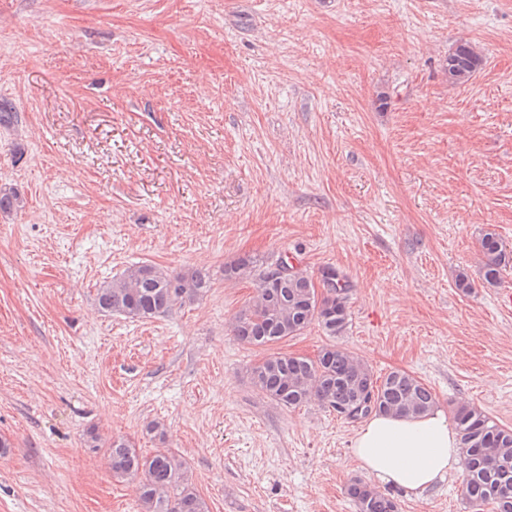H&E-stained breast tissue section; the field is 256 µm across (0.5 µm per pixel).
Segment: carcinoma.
<instances>
[{"label":"carcinoma","instance_id":"1","mask_svg":"<svg viewBox=\"0 0 512 512\" xmlns=\"http://www.w3.org/2000/svg\"><path fill=\"white\" fill-rule=\"evenodd\" d=\"M481 62L472 44H458L446 60L448 83H467ZM480 248L482 279L496 286L512 265V251L492 232L483 235ZM243 276L254 282L256 296L235 317L233 334L240 341L267 346L297 336L313 323L331 338L345 332L347 285L336 270H322L316 282L282 258L269 262L247 255L224 266V279ZM319 287L325 293L318 294ZM208 288L209 280L198 271L170 275L141 264L99 286L96 301L105 313L139 321L164 314L186 298L202 296ZM251 379L282 406L296 408L315 400L351 421L374 412L419 417L436 406L435 394L410 373L394 370L376 376L334 343L322 347L314 358L271 354L251 368ZM453 422L463 449V497L473 508L512 512V429L467 404L456 408ZM108 459L113 476L137 481L142 512H208L206 502L188 481L185 463L171 450L159 449L145 456L130 442L114 438ZM347 496L356 512H399L395 498L361 479L350 482Z\"/></svg>","mask_w":512,"mask_h":512}]
</instances>
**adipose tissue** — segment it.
Wrapping results in <instances>:
<instances>
[{"label":"adipose tissue","instance_id":"ef3b65f1","mask_svg":"<svg viewBox=\"0 0 512 512\" xmlns=\"http://www.w3.org/2000/svg\"><path fill=\"white\" fill-rule=\"evenodd\" d=\"M351 449L367 476L412 498L423 497L461 461L459 438L440 407L416 418L372 414L356 431Z\"/></svg>","mask_w":512,"mask_h":512}]
</instances>
